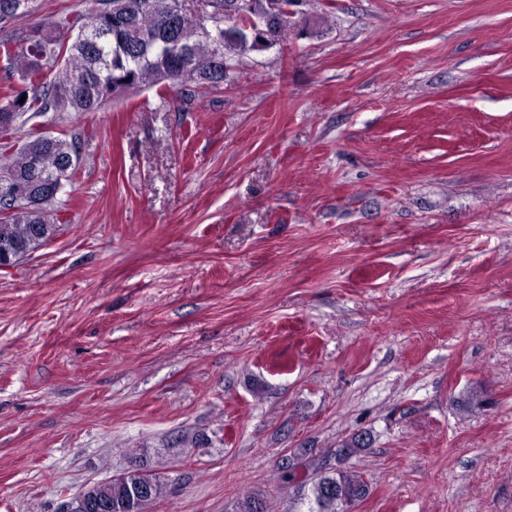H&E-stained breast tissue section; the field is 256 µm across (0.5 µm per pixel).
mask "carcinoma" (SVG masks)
Listing matches in <instances>:
<instances>
[{
	"mask_svg": "<svg viewBox=\"0 0 512 512\" xmlns=\"http://www.w3.org/2000/svg\"><path fill=\"white\" fill-rule=\"evenodd\" d=\"M95 2L98 7L86 20L59 16L0 43L13 71L32 86L0 98V128L34 117L54 123L63 112H96L133 90L174 89L189 100L199 88H218L233 78L239 56L259 50L241 35V26L266 8V0H211L219 14L229 12L216 42L201 32L197 13L181 0ZM306 26L305 16L282 17L272 44ZM29 143V150L14 151L5 142L0 152V267L31 255L56 234L64 208L58 184L73 177L81 161L76 136L45 141L39 134ZM15 185L28 189L27 203L10 196ZM369 445L364 432L336 445L339 466L316 479L309 512H344L347 503L367 495L368 483L343 463ZM143 478L150 487L132 512H146L165 493L158 476Z\"/></svg>",
	"mask_w": 512,
	"mask_h": 512,
	"instance_id": "1",
	"label": "carcinoma"
}]
</instances>
